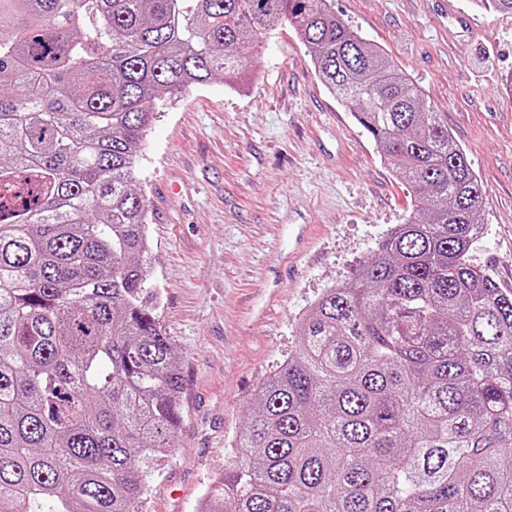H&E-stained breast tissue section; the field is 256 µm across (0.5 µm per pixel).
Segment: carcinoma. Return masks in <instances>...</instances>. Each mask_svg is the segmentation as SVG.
Segmentation results:
<instances>
[{
  "label": "carcinoma",
  "instance_id": "1",
  "mask_svg": "<svg viewBox=\"0 0 512 512\" xmlns=\"http://www.w3.org/2000/svg\"><path fill=\"white\" fill-rule=\"evenodd\" d=\"M282 21L413 213L305 314L199 512H512V291L468 260L483 185L334 0H0V512H137L176 447L140 146L155 101L243 74Z\"/></svg>",
  "mask_w": 512,
  "mask_h": 512
}]
</instances>
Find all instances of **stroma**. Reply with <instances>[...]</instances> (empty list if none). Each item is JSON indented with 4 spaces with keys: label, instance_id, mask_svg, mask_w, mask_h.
<instances>
[{
    "label": "stroma",
    "instance_id": "1",
    "mask_svg": "<svg viewBox=\"0 0 512 512\" xmlns=\"http://www.w3.org/2000/svg\"><path fill=\"white\" fill-rule=\"evenodd\" d=\"M424 92L482 182L469 258L512 289V15L469 0H335ZM460 12L471 24L460 27ZM247 82L215 79L158 114L138 179L148 284L180 355L184 422L138 512H197L229 467L242 410L299 343V321L351 278L412 202L372 136L320 83L296 31L245 52Z\"/></svg>",
    "mask_w": 512,
    "mask_h": 512
}]
</instances>
